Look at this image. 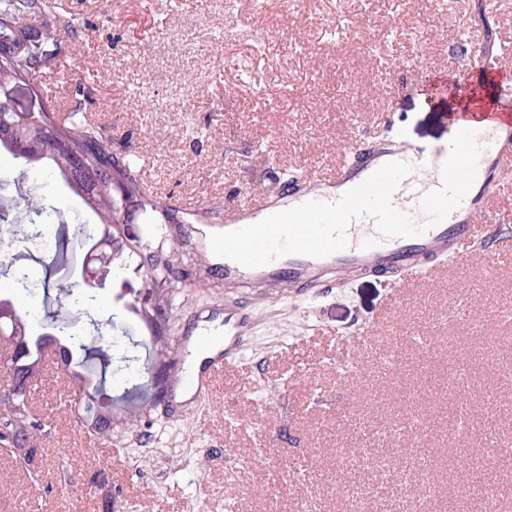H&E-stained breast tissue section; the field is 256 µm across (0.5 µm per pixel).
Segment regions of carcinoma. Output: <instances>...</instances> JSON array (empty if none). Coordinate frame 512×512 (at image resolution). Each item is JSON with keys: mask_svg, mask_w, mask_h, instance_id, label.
I'll list each match as a JSON object with an SVG mask.
<instances>
[{"mask_svg": "<svg viewBox=\"0 0 512 512\" xmlns=\"http://www.w3.org/2000/svg\"><path fill=\"white\" fill-rule=\"evenodd\" d=\"M43 0H0V79L31 86L38 93L44 89L35 84V76L43 64L61 51L55 36L43 30L21 24V19L40 12ZM55 104L45 112H15L0 106V147L9 150L17 160L16 182L22 185L37 166L46 168V175L59 178L76 196L84 209L95 217L99 224L98 235L82 243L86 253L100 252L108 261L112 260V246L120 243L128 254L139 260V265L150 275L152 294L156 301L148 320L155 325L156 335L164 333V324L169 319L176 298L175 282L184 259L191 256L188 241L182 239L177 248L163 252L146 253L135 240L123 241L121 214L126 199L137 189L134 166L119 164L112 156L110 138L104 128L90 122L83 113L72 112L64 122H59ZM27 216H41L46 208L39 196L21 194L16 199L0 203V214L11 209ZM71 248L63 232H58L54 241V257L62 265L69 260ZM56 306L45 309L46 332L30 334L28 321L19 312L14 299L0 297V337L11 343L12 357L18 360L16 385L35 380L23 367L41 361L40 348L47 341V333H63L68 328L73 312L88 318L81 334H67L63 349L82 355L79 367L72 361L63 362L64 375L80 386L84 393V412L88 426L100 434H112V406L102 403L106 395V377L112 368V352L101 331L104 322L90 317L95 309L94 298L80 302L72 310L66 298L73 295L70 288H57ZM99 365L101 377L94 384L85 383L91 377L88 362ZM30 394L14 389L0 390V413H7L16 428L15 439L27 440L35 435L37 421L30 414Z\"/></svg>", "mask_w": 512, "mask_h": 512, "instance_id": "carcinoma-1", "label": "carcinoma"}]
</instances>
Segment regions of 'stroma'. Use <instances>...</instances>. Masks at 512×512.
Instances as JSON below:
<instances>
[{
    "instance_id": "stroma-1",
    "label": "stroma",
    "mask_w": 512,
    "mask_h": 512,
    "mask_svg": "<svg viewBox=\"0 0 512 512\" xmlns=\"http://www.w3.org/2000/svg\"><path fill=\"white\" fill-rule=\"evenodd\" d=\"M461 20L483 40L512 41V0H46L30 23L62 51L37 83L104 125L113 156L139 168L146 190L127 202L126 236L151 250L186 236L196 259L162 345L141 316L149 278L138 261L122 255L98 272L92 293L119 344L112 437L80 423L60 368L40 373L35 464L0 450V512H226L229 499L235 512H346L349 488L369 489L363 512H440L474 475L487 498L471 512H512V458L488 456L484 433L493 396V427L512 440V259H439L399 296L373 275L294 294L225 287L209 246L224 229L218 209L246 194L282 199L287 176L330 171L352 137L400 128L423 155L447 140L461 95L453 82L427 89L464 56L448 37ZM145 197L177 203L171 222ZM9 252L26 274L83 285L80 258L53 272L38 236ZM229 298L254 322L246 369L178 406L195 356L184 337L222 318ZM463 300L464 324L453 317ZM452 405L471 417L453 442L472 450L469 468L448 452ZM406 417L425 434L380 448L379 475L358 451ZM104 459L109 482L92 486Z\"/></svg>"
}]
</instances>
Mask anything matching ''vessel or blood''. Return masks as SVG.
Returning <instances> with one entry per match:
<instances>
[{
	"mask_svg": "<svg viewBox=\"0 0 512 512\" xmlns=\"http://www.w3.org/2000/svg\"><path fill=\"white\" fill-rule=\"evenodd\" d=\"M453 40L468 41L472 49L466 62L456 69L461 91L467 97V109L449 119L450 132L462 129L476 133L482 148L475 181L460 204L438 224H430L421 200L443 185L440 175L449 154L448 143H441L431 158L419 157L408 146L402 131H394L389 142L372 147L352 139L344 150L353 154L356 163L336 172L337 186H358L380 166L392 161L411 165V173L402 179L392 194L393 206L408 214L423 232L410 237H383L371 217H361L348 227V245L344 250L322 258L286 255L258 268H246L225 260L224 285L228 288H289L302 292L331 287L338 274H381L404 280L431 259L446 254H459L480 247L490 227L499 223L500 215L492 201L512 180V86H501L492 98L475 87V72L496 67L501 62L497 53L477 48L479 34L469 24H459L451 33ZM263 202L239 201L225 206L226 230L244 227L249 215L264 210ZM252 334V320L241 303L224 306V347L215 349L209 335L195 338L197 356L201 361L197 375L188 383L198 401H205L215 377L239 362Z\"/></svg>",
	"mask_w": 512,
	"mask_h": 512,
	"instance_id": "b4317fda",
	"label": "vessel or blood"
}]
</instances>
